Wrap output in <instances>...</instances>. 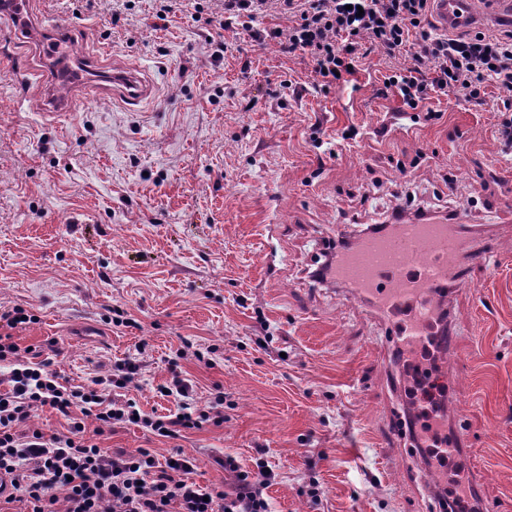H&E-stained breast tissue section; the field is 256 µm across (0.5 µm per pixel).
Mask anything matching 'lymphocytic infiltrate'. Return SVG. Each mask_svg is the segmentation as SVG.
<instances>
[{"label": "lymphocytic infiltrate", "mask_w": 512, "mask_h": 512, "mask_svg": "<svg viewBox=\"0 0 512 512\" xmlns=\"http://www.w3.org/2000/svg\"><path fill=\"white\" fill-rule=\"evenodd\" d=\"M271 10L288 16V30L257 27L258 17ZM432 13V0H224L223 14L209 20L214 31L209 43L213 59H222L232 49L225 30L242 26L253 42H273L282 54L309 58L324 88L347 82L350 66L374 51L391 58L407 55L410 66L386 74L379 93L396 95L409 110L426 111L431 119L436 113L426 104L433 97L452 93L481 107L488 85L496 84L510 93L498 108L497 132L503 146L512 148V28L495 34L477 27L441 33ZM32 320L19 306L0 312V361L11 364L0 374V475L9 481L5 503L23 504L24 512H269L264 491L275 474L265 463L248 471L224 457V486L205 489L193 479L192 459L183 452L162 466L147 449L114 450L95 441L131 422L157 436L178 438L208 416L223 419V394L203 410L191 385L177 379L170 391L175 412L141 413L133 400L111 394L115 388L137 387L141 366L133 359L116 364L113 374L92 378L88 386L66 387L53 368L59 355L55 344L32 363L14 341L13 329ZM46 407L69 418L67 432H18V425Z\"/></svg>", "instance_id": "f902f5d3"}]
</instances>
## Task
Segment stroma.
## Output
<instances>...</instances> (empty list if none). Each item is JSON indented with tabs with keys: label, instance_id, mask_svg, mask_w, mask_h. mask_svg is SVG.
Instances as JSON below:
<instances>
[{
	"label": "stroma",
	"instance_id": "obj_1",
	"mask_svg": "<svg viewBox=\"0 0 512 512\" xmlns=\"http://www.w3.org/2000/svg\"><path fill=\"white\" fill-rule=\"evenodd\" d=\"M199 6L223 3L186 0L162 21L155 0H33L34 15L68 25L95 76L138 70L156 97L131 112L91 95L55 117L35 83L0 74V310L36 317L15 341L37 352L56 340L73 385L139 359L127 396L147 413L175 410L158 388L176 372L198 407L223 393V422L176 439L127 425L98 442L161 463L183 450L206 488L225 482L218 458L267 462L270 512H444L469 479L479 500L455 512H512V236L496 273L475 269L468 288L442 296L458 340L437 414L468 441L441 462L416 446L421 425L383 315L310 277L329 243L398 209L462 203L472 240L501 234L512 185L496 133L504 92L489 87L481 109L436 97L428 121L378 93L408 58L373 53L325 91L308 60L237 26L225 37L250 60L245 71L240 56L213 61ZM120 312L135 326L115 325Z\"/></svg>",
	"mask_w": 512,
	"mask_h": 512
}]
</instances>
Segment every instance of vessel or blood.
Instances as JSON below:
<instances>
[{"instance_id":"vessel-or-blood-1","label":"vessel or blood","mask_w":512,"mask_h":512,"mask_svg":"<svg viewBox=\"0 0 512 512\" xmlns=\"http://www.w3.org/2000/svg\"><path fill=\"white\" fill-rule=\"evenodd\" d=\"M467 0H435L440 27L469 26L476 17ZM74 93L58 99L57 109L70 112L76 95L113 92L131 111L152 99L153 92L144 87L131 71L113 74L97 83L86 81L73 87ZM500 257L496 239L471 247L467 238L449 232L443 223H408L394 231L365 237L343 256L336 276L352 288L354 294L393 311L405 305L414 306L413 317L406 325L389 323L387 338L398 337L403 343L417 344L429 332L435 300L449 281L468 282L471 269H493Z\"/></svg>"}]
</instances>
